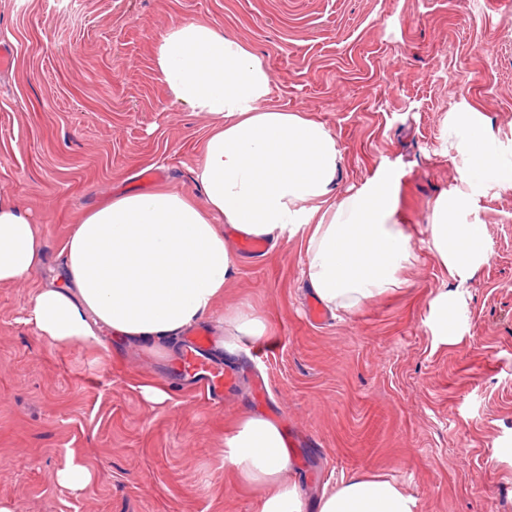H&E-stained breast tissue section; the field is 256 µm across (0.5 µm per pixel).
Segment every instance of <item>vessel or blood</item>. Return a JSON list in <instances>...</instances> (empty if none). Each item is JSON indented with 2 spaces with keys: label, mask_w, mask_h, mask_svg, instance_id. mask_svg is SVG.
I'll return each instance as SVG.
<instances>
[{
  "label": "vessel or blood",
  "mask_w": 512,
  "mask_h": 512,
  "mask_svg": "<svg viewBox=\"0 0 512 512\" xmlns=\"http://www.w3.org/2000/svg\"><path fill=\"white\" fill-rule=\"evenodd\" d=\"M212 345L213 336L208 329L200 327L191 330L187 345L172 366L171 373L177 377L195 380L209 401L220 404L235 393L238 375L217 368L207 361L206 355L211 351Z\"/></svg>",
  "instance_id": "b4317fda"
}]
</instances>
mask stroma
Segmentation results:
<instances>
[{
	"label": "stroma",
	"instance_id": "stroma-1",
	"mask_svg": "<svg viewBox=\"0 0 512 512\" xmlns=\"http://www.w3.org/2000/svg\"><path fill=\"white\" fill-rule=\"evenodd\" d=\"M203 20L244 41L273 78L269 108L335 135L336 193L384 171L398 179L414 256L400 290L353 314L307 317L313 293L300 237L240 258L225 305L273 325L267 398L277 426L315 440L291 453L307 503L323 486L377 474L417 512H512V189L471 190L459 219L482 228L484 255L451 279L422 241L430 207L465 190L449 133L481 124L512 158V0H0V197L45 231L51 279L82 212L158 185L193 193L210 125L173 101L154 66L159 36ZM152 179H145V172ZM31 285L0 287V506L10 512H258L221 461L226 425L255 411L248 349L211 357L242 374L223 405L167 378L180 355L120 338L108 358L46 346L24 323ZM456 310L447 342L433 301ZM166 381L165 406L140 390ZM94 473L58 483L67 457Z\"/></svg>",
	"mask_w": 512,
	"mask_h": 512
}]
</instances>
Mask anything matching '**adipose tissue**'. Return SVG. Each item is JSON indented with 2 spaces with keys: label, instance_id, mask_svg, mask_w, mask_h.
<instances>
[{
  "label": "adipose tissue",
  "instance_id": "ef3b65f1",
  "mask_svg": "<svg viewBox=\"0 0 512 512\" xmlns=\"http://www.w3.org/2000/svg\"><path fill=\"white\" fill-rule=\"evenodd\" d=\"M170 95L207 113L212 126L194 170L203 201L168 188L131 193L85 211L63 242L58 279L36 287L26 322L55 349L105 348V334L170 342L208 318L231 329L227 345L262 342L268 317L245 305L221 307L238 268L225 225L262 239L303 235V275L331 311L357 312L400 288L411 257L397 219L396 177L384 172L350 195L335 194L341 160L335 136L296 112L260 108L272 90L264 60L214 24L171 25L154 57ZM469 188H512V160L498 155L478 125L453 144ZM467 192L439 197L427 226L428 248L450 277L475 270L479 225L456 223ZM47 261L44 233L15 203L0 199V286L29 279ZM224 464L260 491V512H304L281 430L259 416L224 434ZM317 512H416L415 500L376 475L354 474L323 490Z\"/></svg>",
  "mask_w": 512,
  "mask_h": 512
}]
</instances>
